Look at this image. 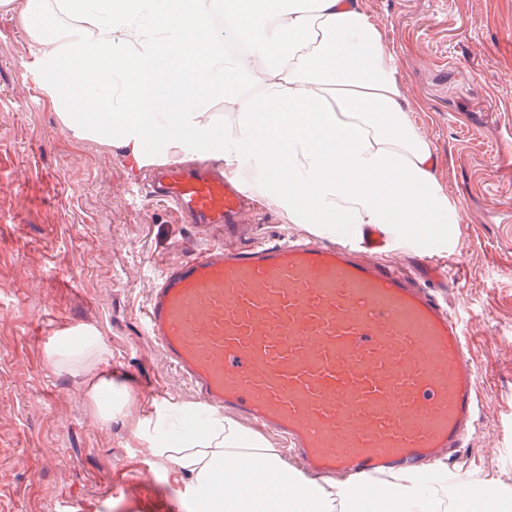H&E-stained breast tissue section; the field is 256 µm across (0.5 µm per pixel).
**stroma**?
<instances>
[{"instance_id": "1", "label": "stroma", "mask_w": 512, "mask_h": 512, "mask_svg": "<svg viewBox=\"0 0 512 512\" xmlns=\"http://www.w3.org/2000/svg\"><path fill=\"white\" fill-rule=\"evenodd\" d=\"M28 0L0 12V512H194L174 467L136 434L153 393L197 399L144 336L149 277L202 246L174 209L132 200L133 170L73 138L44 91ZM420 109L437 176L459 206L446 298L465 319L478 428L448 467L512 482V0H363ZM96 328L134 385V418L91 421L81 378L46 361L48 337Z\"/></svg>"}]
</instances>
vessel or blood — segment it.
I'll list each match as a JSON object with an SVG mask.
<instances>
[{"label":"vessel or blood","instance_id":"1","mask_svg":"<svg viewBox=\"0 0 512 512\" xmlns=\"http://www.w3.org/2000/svg\"><path fill=\"white\" fill-rule=\"evenodd\" d=\"M143 190L209 244L167 262L142 327L206 408L277 433L314 475L424 472L476 426L462 319L420 276L368 257L367 227L333 239L244 240L250 209L223 168H155Z\"/></svg>","mask_w":512,"mask_h":512}]
</instances>
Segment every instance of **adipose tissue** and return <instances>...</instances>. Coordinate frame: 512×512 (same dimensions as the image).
I'll return each instance as SVG.
<instances>
[{
  "label": "adipose tissue",
  "mask_w": 512,
  "mask_h": 512,
  "mask_svg": "<svg viewBox=\"0 0 512 512\" xmlns=\"http://www.w3.org/2000/svg\"><path fill=\"white\" fill-rule=\"evenodd\" d=\"M28 16L73 137L139 167L223 161L286 224L373 225L411 249L418 238L402 225L425 223L436 251L452 247L459 208L363 0H30ZM150 138L167 140L164 156L145 153ZM45 356L83 376L98 423L130 412L97 332L53 337ZM157 414L147 451L188 480L196 512H354L352 479H304L283 449L223 413L207 412L200 431L186 425L195 408L169 402ZM245 460L263 467L258 489L245 486ZM431 470L424 484L407 470L379 478L374 512H486L494 481L449 482L444 459Z\"/></svg>",
  "instance_id": "ef3b65f1"
}]
</instances>
